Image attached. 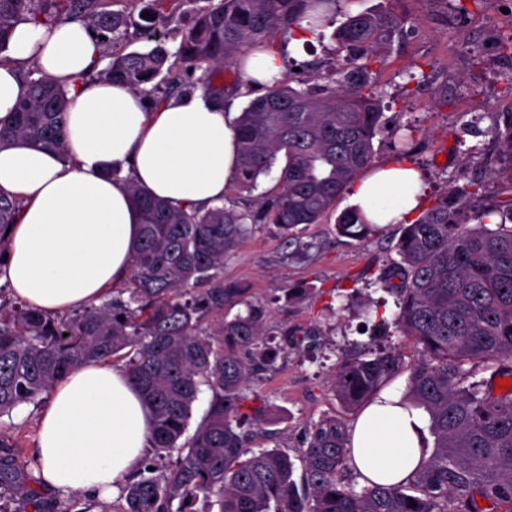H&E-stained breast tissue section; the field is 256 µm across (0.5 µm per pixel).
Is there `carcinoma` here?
<instances>
[{"instance_id":"1","label":"carcinoma","mask_w":512,"mask_h":512,"mask_svg":"<svg viewBox=\"0 0 512 512\" xmlns=\"http://www.w3.org/2000/svg\"><path fill=\"white\" fill-rule=\"evenodd\" d=\"M176 0H153L142 31L149 45L128 50L130 13L107 10L109 0H0V54L15 26L84 22L101 38L108 65L87 81L120 83L153 95V104L202 86L224 101V71L244 85L240 68L260 46L285 44L302 23L334 27V66L317 87L278 81L247 88L235 120L233 185L250 192L278 169L275 187L256 208L236 201L187 209L128 184L141 213L132 275L99 305L62 315L33 310L0 286V489L33 480L21 443L8 435L21 405L45 403L52 387L88 363L121 364L153 419V453L120 489L118 512H198L216 496L219 512H512V391L494 393L489 381H470L480 368L490 378L512 375V199L489 200L480 182L448 189L411 224L401 227L400 261L382 281L396 298L395 328L417 348L379 350L341 359L330 381L348 413L362 410L403 370L410 371L398 405L429 416L433 445L421 442V464L399 484L345 485L351 437L344 421L327 416L309 427L301 473L279 447L252 450L259 435L273 438L270 417L248 405L256 380L277 368L288 348L302 350L313 329L286 326L268 338L267 309L246 300L245 289L224 283V257L253 224L291 230L319 224L355 180L376 167L375 138L384 132V93L372 63L391 48L402 0L380 12L345 16L338 0H204L191 28L169 51L154 25L176 20ZM201 72L199 84L184 76ZM28 93L13 119L0 125V147L22 140L65 152L66 115L73 100L65 84L23 76ZM495 124L499 155L512 168V112ZM414 127L394 135L395 160L410 157ZM22 200L0 192V264L7 229ZM339 233L366 237L378 225L360 208L337 219ZM237 305L245 312L229 319ZM211 391L206 415L187 437L201 387ZM486 506H479V501ZM416 506H410V503ZM33 512H72L30 490Z\"/></svg>"}]
</instances>
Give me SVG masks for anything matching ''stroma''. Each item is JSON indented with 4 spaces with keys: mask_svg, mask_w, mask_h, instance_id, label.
Masks as SVG:
<instances>
[{
    "mask_svg": "<svg viewBox=\"0 0 512 512\" xmlns=\"http://www.w3.org/2000/svg\"><path fill=\"white\" fill-rule=\"evenodd\" d=\"M405 42L394 43L371 70L385 94L387 132L374 143L378 163L393 161L392 130L416 127L411 164L425 175L424 206H431L448 185L481 181L489 194L512 197V169L501 161L490 134L499 113L512 110L505 89L512 76V55L500 44L512 38V0H484L469 14L457 0H402ZM351 207L349 197L336 203L324 223L299 226L308 243L289 253L272 224H259L224 259V279L246 288L248 300L269 307L268 326L319 327L321 334L304 350H289L279 368L253 386V403L265 407L276 443L289 452L303 446L308 427L327 415L342 414L329 389L337 363L349 354L401 348L391 328L397 312L393 296L378 279L397 261L398 225L364 240L336 229L338 213ZM302 288L297 299L288 289Z\"/></svg>",
    "mask_w": 512,
    "mask_h": 512,
    "instance_id": "obj_1",
    "label": "stroma"
}]
</instances>
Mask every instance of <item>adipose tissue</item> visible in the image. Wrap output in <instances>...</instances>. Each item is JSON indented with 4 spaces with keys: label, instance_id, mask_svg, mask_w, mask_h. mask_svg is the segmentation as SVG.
Returning <instances> with one entry per match:
<instances>
[{
    "label": "adipose tissue",
    "instance_id": "ef3b65f1",
    "mask_svg": "<svg viewBox=\"0 0 512 512\" xmlns=\"http://www.w3.org/2000/svg\"><path fill=\"white\" fill-rule=\"evenodd\" d=\"M31 62L68 85L67 152L22 141L0 148V191L23 201L0 277L33 308L64 314L100 304L132 267L140 213L124 177L172 204H219L235 169L236 138L222 105L203 90L148 107L123 86L84 83L106 61L80 21L16 26L10 59L0 62V120L24 96L21 68ZM108 166L119 178L105 175ZM423 188L419 169L394 162L357 180L351 195L373 223L409 224ZM397 399L380 392L350 431L353 467L380 484L405 481L421 462L422 413L398 407ZM151 430L152 417L121 368L71 371L40 414L42 479L58 492L109 498L139 467Z\"/></svg>",
    "mask_w": 512,
    "mask_h": 512
}]
</instances>
